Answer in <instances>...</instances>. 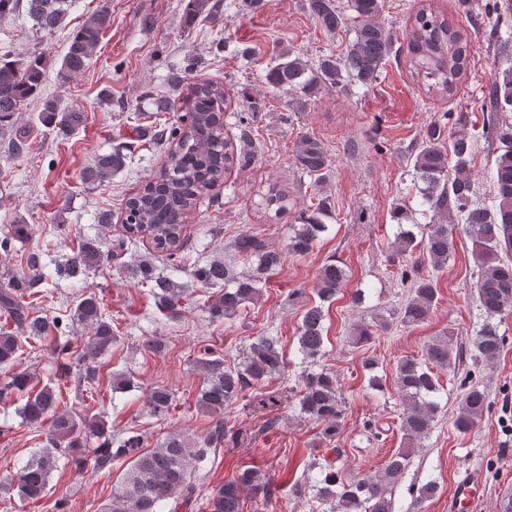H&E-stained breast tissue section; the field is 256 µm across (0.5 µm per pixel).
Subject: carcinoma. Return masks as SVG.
<instances>
[{"mask_svg":"<svg viewBox=\"0 0 512 512\" xmlns=\"http://www.w3.org/2000/svg\"><path fill=\"white\" fill-rule=\"evenodd\" d=\"M75 0H0V20L22 11L35 26L52 31L65 19ZM359 19L356 37L346 51L338 56L323 58L317 69L309 72L299 58L279 63L269 74L274 87L334 89L347 78L367 86L378 80L386 62L394 52V40L383 23L378 21L384 0H351ZM310 12L321 28L336 32L344 18L335 0H309ZM221 0H185L187 21L215 20ZM112 26V13L103 6L89 15L71 38L62 57L59 74L70 78L85 70L104 33ZM489 40L498 43L503 67L497 69L489 86V110L484 118L482 137L496 144L497 155L491 172L496 193L493 209L475 204V187L468 170L475 141L463 134L457 136L445 150L442 130L431 129L418 149L413 169L422 205L432 213L434 221L426 225L421 240L412 230L399 225L394 241L393 261L420 267L425 264L437 272L448 266L454 254V228L461 226L470 237L479 273L474 284L477 307L483 322L474 331L467 346L449 347L448 339H434L425 345L422 358L406 357L396 368V387L403 406L401 431L404 448L394 453L383 472L343 479L335 469V461L327 456L312 457L308 469L320 475L316 499L322 512H394L391 488L405 474L413 449L420 446L431 432L441 410L440 385L434 369H456L464 359L472 363L490 364L497 360L504 347L496 317L512 313V121L499 113V104H512V45L508 37L500 41L497 32ZM409 68L414 77L426 83L430 90L442 95L453 94L467 78L470 41L463 30L442 15L422 9L414 16L407 35ZM46 55L13 58L0 56V134L14 132L11 154L20 156L29 149L27 133L14 129L18 112L43 84L46 77ZM182 89V103L188 112V124L179 129L175 145L168 151L165 164L146 181L125 203L124 235L112 241L109 248L96 237L82 240L78 252L55 267L60 277H74L100 266L104 260L119 257L136 244L148 239L151 257L140 260L130 269L131 276L149 287L155 306L168 320L181 317L188 298L181 282L159 271L153 259L169 258L184 248V224L193 214L201 196L224 179V174L236 167L246 170L250 164L247 135L238 144L221 137L219 129L224 112L229 108L224 86L216 81L191 82L188 76L175 78ZM44 121L54 126L61 137L82 127L87 116L76 110L62 111L55 100L44 103ZM295 164L307 175L320 180L329 166V156L323 143L314 136H300L295 147ZM127 163L122 148L97 155L81 171V179L97 186L112 183V177ZM288 194L280 184H269L262 193V205L276 215L286 210ZM326 209L320 199L312 211L303 210L288 238V253L304 256L327 231L319 214ZM237 251L257 261L249 272H235L219 258L197 268L193 277L203 286L218 287L211 296L208 312L221 320L233 317L239 307L259 299L262 276L275 270L282 261L279 252L268 249L265 242L250 231L239 235ZM46 268L41 252L27 257L28 273L7 288L0 289V311L10 316L14 329L0 328V402H21L20 416L30 425L49 423L43 448L17 470V476L0 483L1 494H14L20 501H39L47 488L51 472L60 460L83 471L112 467L123 460L113 493V508L105 512H179L198 498V486L192 480V463L224 446L237 434L224 424V407L252 391L254 402L262 409L276 407L281 398L276 391L266 390L268 381L284 371L275 336H258L246 348L243 361L224 362V356L203 349L199 359L204 381L197 404L216 416L214 425L203 437L192 441L172 434L149 451H142V434L129 431L122 438L108 433L104 423L90 420L68 408H60L61 394L53 383L34 384V374L14 370L24 342L30 337L50 342V354L60 367L76 369L77 382L92 383L96 379L99 359L112 351L118 336L112 331V320L104 315L99 299L83 295L71 309L70 319L30 320L26 314V294L41 282ZM346 280L344 267L334 260L324 263L317 273L315 294L318 302L306 310L299 327L298 349L305 359L322 354L324 336V303L332 301ZM408 296L398 311L401 324L411 326L425 321L435 306L438 291L435 278H408ZM89 330L82 350L74 348L69 336V323ZM302 389L298 403L302 413L324 423L321 436L331 442L340 428V387L335 375L325 371H305L301 375ZM172 393L164 386L153 388L147 405L151 415L163 417L172 405ZM491 407L485 388L472 384L461 395L458 414L453 422L460 433H468L482 420ZM268 500L270 484L266 477L253 469L243 470L235 479L215 489L209 497V512H241L244 494Z\"/></svg>","mask_w":512,"mask_h":512,"instance_id":"cac0c4a2","label":"carcinoma"}]
</instances>
